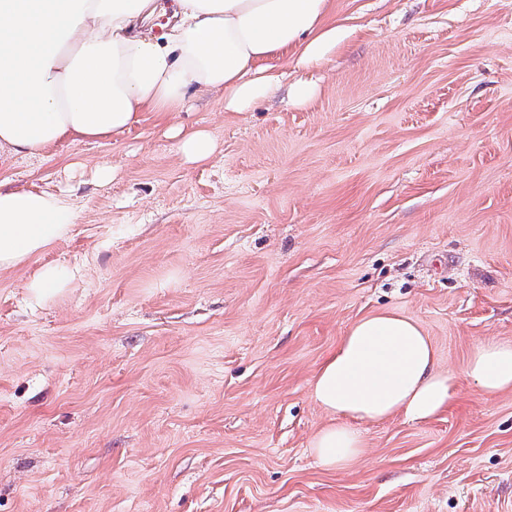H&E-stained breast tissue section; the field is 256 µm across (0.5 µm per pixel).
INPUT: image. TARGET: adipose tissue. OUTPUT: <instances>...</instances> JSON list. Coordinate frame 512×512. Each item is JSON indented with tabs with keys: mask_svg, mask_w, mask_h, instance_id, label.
I'll use <instances>...</instances> for the list:
<instances>
[{
	"mask_svg": "<svg viewBox=\"0 0 512 512\" xmlns=\"http://www.w3.org/2000/svg\"><path fill=\"white\" fill-rule=\"evenodd\" d=\"M177 18L152 37L144 21L158 0H0V156L47 157L61 142H102L145 113L188 111L216 94L240 112L280 84L276 65L320 62L348 36L331 0H170ZM185 163H207L212 134L178 124ZM70 195L0 182V272L38 258L71 232ZM462 373L479 394L512 391V343L477 345ZM458 372L440 368L415 319L379 311L357 319L319 365L310 397L330 418L310 447L327 468L365 453L360 425L444 414Z\"/></svg>",
	"mask_w": 512,
	"mask_h": 512,
	"instance_id": "ef3b65f1",
	"label": "adipose tissue"
}]
</instances>
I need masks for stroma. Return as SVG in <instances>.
Returning <instances> with one entry per match:
<instances>
[{
    "label": "stroma",
    "mask_w": 512,
    "mask_h": 512,
    "mask_svg": "<svg viewBox=\"0 0 512 512\" xmlns=\"http://www.w3.org/2000/svg\"><path fill=\"white\" fill-rule=\"evenodd\" d=\"M333 3L335 55L180 114L219 141L205 165L153 112L0 162L77 214L0 273V512H512V392L464 376L430 422L362 425L349 468L310 451L312 377L358 318L419 321L444 369L512 342V0ZM44 265L77 278L37 302Z\"/></svg>",
    "instance_id": "stroma-1"
}]
</instances>
